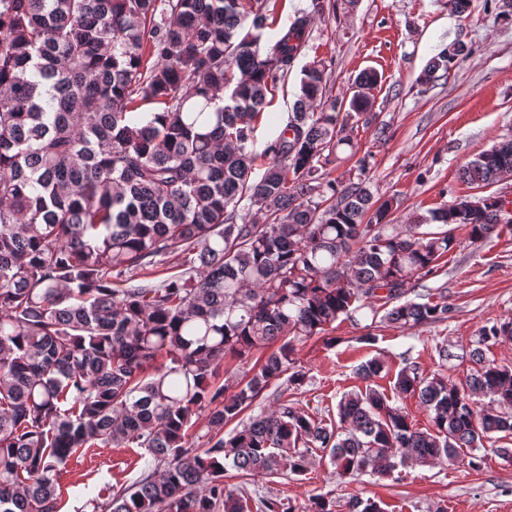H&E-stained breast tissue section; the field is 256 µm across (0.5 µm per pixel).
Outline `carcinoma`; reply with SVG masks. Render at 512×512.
Masks as SVG:
<instances>
[{
    "label": "carcinoma",
    "instance_id": "cac0c4a2",
    "mask_svg": "<svg viewBox=\"0 0 512 512\" xmlns=\"http://www.w3.org/2000/svg\"><path fill=\"white\" fill-rule=\"evenodd\" d=\"M270 0H0V512H59L57 476L81 450L144 448L158 475L111 487L107 512H281L226 482L304 476L322 454L340 478L454 460L512 435V366L482 346L512 341V321L485 328L460 383L404 360L394 387L431 427L390 404L373 358L344 394L339 423L278 391L306 372L294 342L341 317L398 302V327L448 319V305L406 299L457 244L512 224L497 196L461 195L388 223L398 200L330 178L348 128L376 124L360 72L350 95L328 93L332 63L301 69L284 126L252 177L267 95L309 48L311 24L336 13L311 0L272 39ZM433 56L420 87L468 54ZM154 109L143 112L141 108ZM512 173V138L462 169L470 187ZM428 224L444 230L424 231ZM170 257L183 270L149 277ZM263 361L220 380L228 354ZM164 362L157 363L158 359ZM487 406L477 409L479 401ZM205 416V432L197 431ZM236 427L224 433L231 423ZM345 512H385L351 496Z\"/></svg>",
    "mask_w": 512,
    "mask_h": 512
}]
</instances>
